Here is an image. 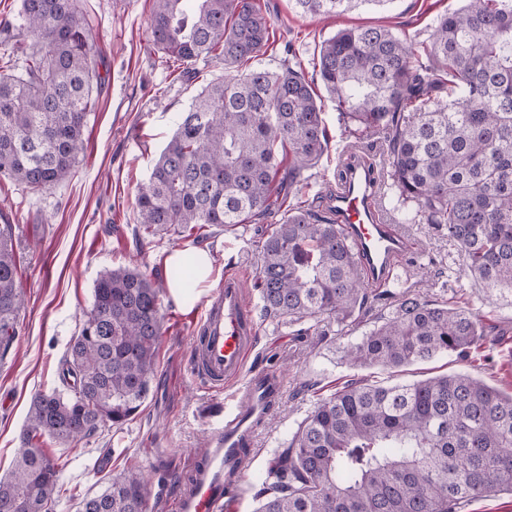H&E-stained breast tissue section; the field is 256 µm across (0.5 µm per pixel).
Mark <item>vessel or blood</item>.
<instances>
[{"mask_svg":"<svg viewBox=\"0 0 512 512\" xmlns=\"http://www.w3.org/2000/svg\"><path fill=\"white\" fill-rule=\"evenodd\" d=\"M381 194L375 169L350 158L344 181L329 201L371 287L386 284L398 263L414 251L410 241L378 220L376 203ZM257 339L244 281L238 274H225L193 329L189 365L209 386L236 381L240 387L234 407L211 426L207 448L195 452L190 487L173 498V512H230L250 480L244 451L253 446L283 395L280 373L246 371L247 357Z\"/></svg>","mask_w":512,"mask_h":512,"instance_id":"1","label":"vessel or blood"}]
</instances>
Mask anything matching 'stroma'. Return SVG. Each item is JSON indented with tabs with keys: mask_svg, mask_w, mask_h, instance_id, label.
I'll return each instance as SVG.
<instances>
[{
	"mask_svg": "<svg viewBox=\"0 0 512 512\" xmlns=\"http://www.w3.org/2000/svg\"><path fill=\"white\" fill-rule=\"evenodd\" d=\"M269 20L276 42L262 64L286 67L290 53L309 59L321 41L337 30L383 25L424 46L437 15L457 8L459 0H393L386 8L365 6L323 20L300 13L292 0H256ZM97 22V70L101 78L96 107L86 130V149L62 183L32 192L0 182V214L14 229V250L20 261L26 303L8 355L0 360V478L9 474L20 446L32 399L58 387L60 359L78 336L93 303L95 280L107 270L136 264L147 273L168 275L174 251H209L214 266L207 286L179 294L165 288L162 311L165 331L150 394L140 412L122 430L105 426L92 438L64 446L44 440L43 448L60 468L55 512H78L80 500L98 492L106 471L139 465L153 484V512H169L178 492L173 476L186 474L193 451L206 447L211 421L208 411L231 403L237 389L229 384L209 388L194 379L188 367L190 333L201 306L227 272L245 279L253 309H260L255 287L258 243L264 221L243 224L236 231L206 228L203 241L170 232L137 246L135 196L149 177L154 160L177 129L179 117L210 81L224 73L222 62H196L191 72H174L168 58L152 43L149 17L152 0H80ZM328 148L310 171L298 195L310 201L335 184L337 159L348 146L366 158L386 164L383 138L350 135L325 90ZM396 199H385L384 218L397 222ZM419 251L395 269L392 291H407L429 301L469 303L492 333L486 360H459L443 355L395 370L352 367L342 360V347L357 341L377 317L389 313L376 302L361 320L332 324L323 336H302L296 326L259 319L260 338L247 360L248 370L284 372L285 393L251 448L252 478L264 475L270 458L306 416L316 398L328 395L354 378L372 383L409 384L443 373H466L500 390L512 391V303L488 302L480 282L465 272L454 246L426 224H398ZM456 277L461 288L447 285Z\"/></svg>",
	"mask_w": 512,
	"mask_h": 512,
	"instance_id": "35a3bbf8",
	"label": "stroma"
}]
</instances>
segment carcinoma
<instances>
[{
    "label": "carcinoma",
    "instance_id": "cac0c4a2",
    "mask_svg": "<svg viewBox=\"0 0 512 512\" xmlns=\"http://www.w3.org/2000/svg\"><path fill=\"white\" fill-rule=\"evenodd\" d=\"M340 16L393 0H293ZM411 42L377 26L344 28L308 60L355 134H385L388 189L401 224L447 234L486 299L512 303V0H461ZM154 44L183 65L217 58L208 83L137 193L147 236L192 235L283 217L259 247L263 317L323 335L326 319L367 315L368 292L349 240L331 215L288 205L329 136L322 104L301 73L259 64L270 23L254 0H152ZM17 31L31 43H11ZM94 25L78 0H22L0 20L4 51H30L19 73H0V179L32 191L64 181L85 149L99 74ZM288 152L283 165L280 153ZM163 280L136 267L104 272L82 330L61 361V388L36 396L13 468L0 479V512H55L60 471L37 446L69 445L120 428L150 393L162 334ZM25 295L11 225H0V360ZM489 335L478 315L403 293L391 315L343 349L352 367L398 369L442 354L468 357ZM512 494V392L465 373L410 384L352 379L317 399L270 460L257 512H457L465 501ZM140 470L108 476L80 512H145Z\"/></svg>",
    "mask_w": 512,
    "mask_h": 512
}]
</instances>
